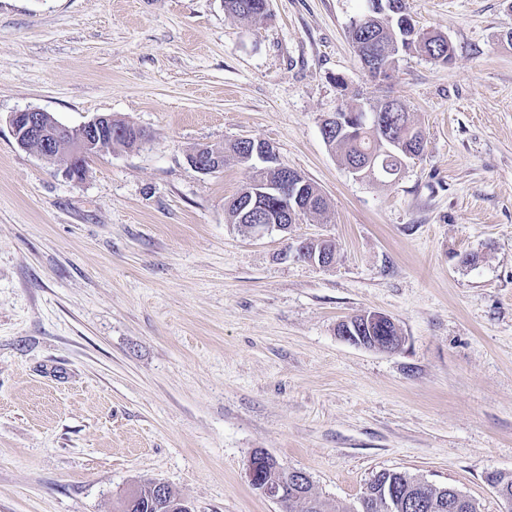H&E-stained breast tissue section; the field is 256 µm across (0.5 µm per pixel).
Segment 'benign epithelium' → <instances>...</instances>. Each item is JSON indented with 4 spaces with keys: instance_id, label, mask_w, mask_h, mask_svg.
Masks as SVG:
<instances>
[{
    "instance_id": "7a95c632",
    "label": "benign epithelium",
    "mask_w": 512,
    "mask_h": 512,
    "mask_svg": "<svg viewBox=\"0 0 512 512\" xmlns=\"http://www.w3.org/2000/svg\"><path fill=\"white\" fill-rule=\"evenodd\" d=\"M10 125L17 145L27 152L46 161H53L66 155L65 174L76 178V168L81 160L104 149L112 148V138L117 134L126 137H144L143 131L131 124L123 129L113 125L112 116L100 115L78 128H70L56 121L50 114L39 109H25L10 116ZM241 141L251 146V157L258 166L273 172L262 183L246 191V197L235 201L238 207V227L248 237H261L274 230L286 231L297 222L300 209L283 210L271 213L269 201L286 199L288 194L299 196L301 186L290 181L288 170L280 165L279 156L270 143L248 137ZM192 166L203 174L215 173L224 167V155L211 151L208 147L197 149L191 156ZM301 257L320 266L330 264V258L315 248L314 243L306 241L298 246ZM365 326L371 332L369 336H360L356 328L349 325L344 329L342 338L350 343L368 349L393 352L400 348L402 337L374 336L372 332L387 329L394 325L391 317L374 311L362 313ZM266 456L264 452L251 454L246 475L250 485L267 499L280 501L287 495L286 486L276 480H265L258 471L259 461Z\"/></svg>"
}]
</instances>
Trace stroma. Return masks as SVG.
Returning a JSON list of instances; mask_svg holds the SVG:
<instances>
[{
	"label": "stroma",
	"mask_w": 512,
	"mask_h": 512,
	"mask_svg": "<svg viewBox=\"0 0 512 512\" xmlns=\"http://www.w3.org/2000/svg\"><path fill=\"white\" fill-rule=\"evenodd\" d=\"M448 63L372 79L363 0H0V512H116L137 482L192 512H283L246 478L263 450L332 512L405 472L505 512L512 477V0H406ZM399 99L426 136L394 180L325 142L340 106ZM133 123L83 178L18 147L9 118ZM269 141L323 214L257 239L224 203L249 173L200 146ZM305 239L335 245L321 267ZM390 316L400 349L345 341ZM268 0H224V10L242 23H253L267 16ZM223 153L212 152L208 147L197 149L191 156L192 166L203 174L215 173L224 167V161L232 160L237 163H246L244 160L245 149L238 144L224 147Z\"/></svg>",
	"instance_id": "35a3bbf8"
}]
</instances>
